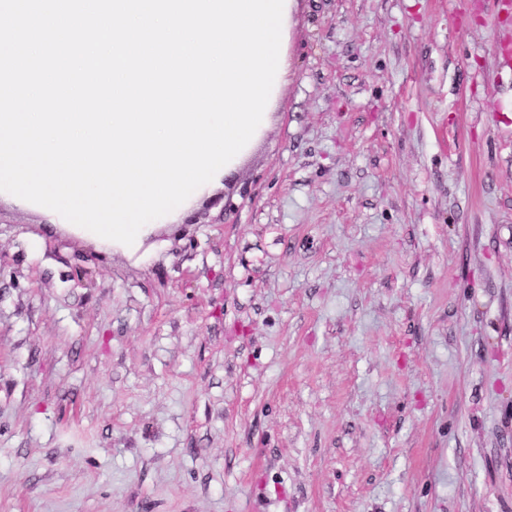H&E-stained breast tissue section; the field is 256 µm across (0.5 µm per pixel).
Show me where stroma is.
<instances>
[{
  "mask_svg": "<svg viewBox=\"0 0 512 512\" xmlns=\"http://www.w3.org/2000/svg\"><path fill=\"white\" fill-rule=\"evenodd\" d=\"M216 194L0 198V512H512V0H296Z\"/></svg>",
  "mask_w": 512,
  "mask_h": 512,
  "instance_id": "35a3bbf8",
  "label": "stroma"
}]
</instances>
